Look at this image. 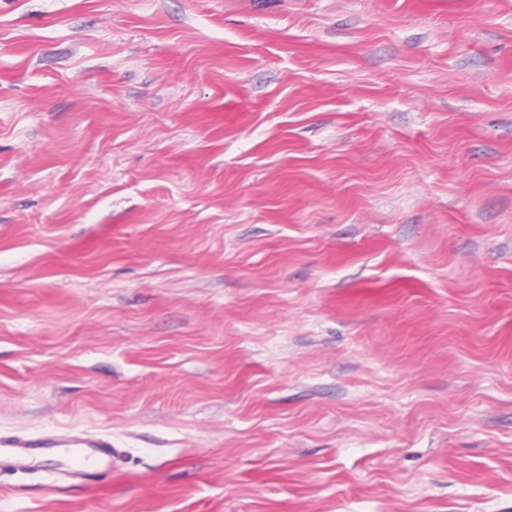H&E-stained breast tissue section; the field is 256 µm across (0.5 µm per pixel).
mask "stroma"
<instances>
[{
    "label": "stroma",
    "mask_w": 512,
    "mask_h": 512,
    "mask_svg": "<svg viewBox=\"0 0 512 512\" xmlns=\"http://www.w3.org/2000/svg\"><path fill=\"white\" fill-rule=\"evenodd\" d=\"M0 512H512V0H0ZM6 446L13 448L16 465L22 469L33 449L50 450L56 448L67 457L77 473L107 469L112 466L111 444L105 440L76 438L67 434L54 435L42 439L9 440Z\"/></svg>",
    "instance_id": "stroma-1"
}]
</instances>
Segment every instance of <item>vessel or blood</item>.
<instances>
[{"label": "vessel or blood", "instance_id": "vessel-or-blood-1", "mask_svg": "<svg viewBox=\"0 0 512 512\" xmlns=\"http://www.w3.org/2000/svg\"><path fill=\"white\" fill-rule=\"evenodd\" d=\"M13 450L15 463L25 467L33 449H57L73 464L76 472L85 473L92 470L110 468L112 465V450L104 440L76 438L67 434L54 435L42 439H19L9 443Z\"/></svg>", "mask_w": 512, "mask_h": 512}]
</instances>
